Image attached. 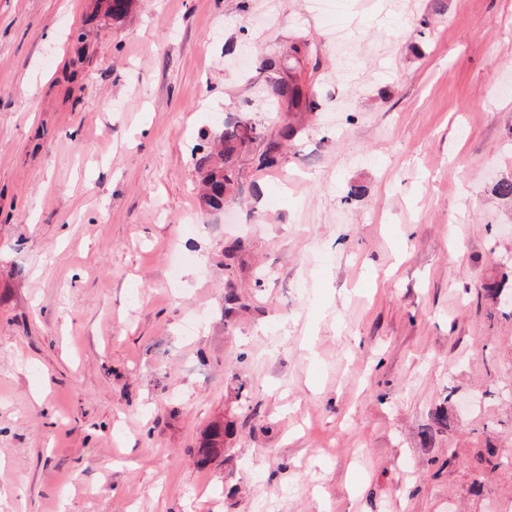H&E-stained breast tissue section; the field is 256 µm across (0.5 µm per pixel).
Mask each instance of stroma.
Returning <instances> with one entry per match:
<instances>
[{
  "label": "stroma",
  "mask_w": 512,
  "mask_h": 512,
  "mask_svg": "<svg viewBox=\"0 0 512 512\" xmlns=\"http://www.w3.org/2000/svg\"><path fill=\"white\" fill-rule=\"evenodd\" d=\"M507 83L512 0H0V512H512ZM307 54V43L295 44L280 64L286 76L280 77L272 85L274 98L272 105L279 106L281 101L288 104L291 112H306L312 106L308 93L297 78L296 70ZM298 129L292 125L281 128L277 137H269L249 112L224 124L210 150L195 156V169L204 176L200 199H209L212 209H222L227 198L235 196V186L242 175L240 161L255 145H262L261 162L269 165L281 155L284 143L293 141ZM224 452V427L216 425L212 428L209 438L202 448H197L200 464L208 463L211 458Z\"/></svg>",
  "instance_id": "35a3bbf8"
}]
</instances>
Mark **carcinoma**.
Masks as SVG:
<instances>
[{
	"instance_id": "carcinoma-1",
	"label": "carcinoma",
	"mask_w": 512,
	"mask_h": 512,
	"mask_svg": "<svg viewBox=\"0 0 512 512\" xmlns=\"http://www.w3.org/2000/svg\"><path fill=\"white\" fill-rule=\"evenodd\" d=\"M106 13L117 20L126 16L133 8L134 0H104ZM307 54V44H295L281 63L285 75L272 85L274 98L271 103L288 104L291 112H305L312 106L308 93L297 78L296 70ZM298 129L292 125L281 128L276 137L268 136L261 125L249 112L224 124V130L217 136L214 145L195 156V169L203 174L200 199L210 200L211 208L221 209L226 199L235 196V186L242 175L240 161L254 146H263L261 162L269 165L281 155L284 143L296 138ZM224 452V427L216 425L203 447L197 449L201 464Z\"/></svg>"
}]
</instances>
